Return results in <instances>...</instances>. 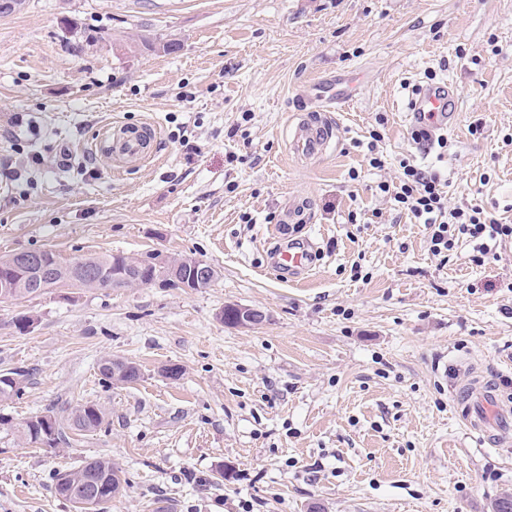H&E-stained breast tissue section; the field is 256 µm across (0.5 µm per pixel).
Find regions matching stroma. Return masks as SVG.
Wrapping results in <instances>:
<instances>
[{"mask_svg": "<svg viewBox=\"0 0 512 512\" xmlns=\"http://www.w3.org/2000/svg\"><path fill=\"white\" fill-rule=\"evenodd\" d=\"M431 71L460 116L426 152L405 112ZM325 94L333 144L297 158L291 119ZM17 112L33 142L8 137ZM146 121L156 161L117 169L97 150L104 127ZM403 158L446 179L449 207L512 224V0H26L0 14V165L17 171L0 180V256L156 250L219 273L193 291L0 303V373L29 372L0 402V512H76L52 475L96 457L126 478L100 512H492L512 494V436L480 442L453 391L480 375L512 394V240L482 263L469 243L433 255L378 189ZM294 200L300 220L273 237ZM306 240L309 271L281 272L272 248ZM228 304L269 320L224 324ZM106 354L141 379L104 381ZM85 401L105 422L80 443L20 438L26 419Z\"/></svg>", "mask_w": 512, "mask_h": 512, "instance_id": "obj_1", "label": "stroma"}]
</instances>
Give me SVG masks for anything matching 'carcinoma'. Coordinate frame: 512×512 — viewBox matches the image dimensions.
Segmentation results:
<instances>
[{"instance_id":"obj_1","label":"carcinoma","mask_w":512,"mask_h":512,"mask_svg":"<svg viewBox=\"0 0 512 512\" xmlns=\"http://www.w3.org/2000/svg\"><path fill=\"white\" fill-rule=\"evenodd\" d=\"M82 268L89 270L93 276L106 284V287H112V273L119 271L120 263L124 258L119 254H87L76 257ZM7 262L4 257H0V277L10 280H20L27 282V288L16 296L10 298L0 297V302L21 301L45 293L46 286L29 277L24 276V271L17 267L15 269L5 268ZM98 371L102 379L109 383L131 384L141 379L142 371L139 365L128 359L112 357L110 355L102 357L98 362ZM104 422V411L102 406L86 402L78 403L59 412L55 416L54 434L49 438L41 435V429L32 428L29 422L21 425V437L27 444H40L49 447H55L59 444L70 445L79 441V438L88 436L101 429ZM89 468L99 472L104 479L102 493V502H109L112 498L121 494L124 490L125 479L122 478L121 471L112 465V462L106 458H96L85 461L78 467L58 471L53 476L54 490L63 499L73 501L72 493L77 488L81 477Z\"/></svg>"}]
</instances>
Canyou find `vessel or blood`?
Listing matches in <instances>:
<instances>
[{
  "label": "vessel or blood",
  "mask_w": 512,
  "mask_h": 512,
  "mask_svg": "<svg viewBox=\"0 0 512 512\" xmlns=\"http://www.w3.org/2000/svg\"><path fill=\"white\" fill-rule=\"evenodd\" d=\"M460 112L456 87L449 83L422 89L407 108L410 125L421 123L440 132L455 129ZM292 146L296 155H321L330 138L329 127L319 111H311L295 125ZM103 150L117 164H138L158 152V136L153 125L144 123L135 129L125 126L107 134ZM274 262L280 270L293 275L307 272L310 251L305 245H291L275 251ZM465 406L461 416L465 424L482 438L491 440L499 433L512 431V404L504 400L495 386L472 379L462 388Z\"/></svg>",
  "instance_id": "1"
}]
</instances>
